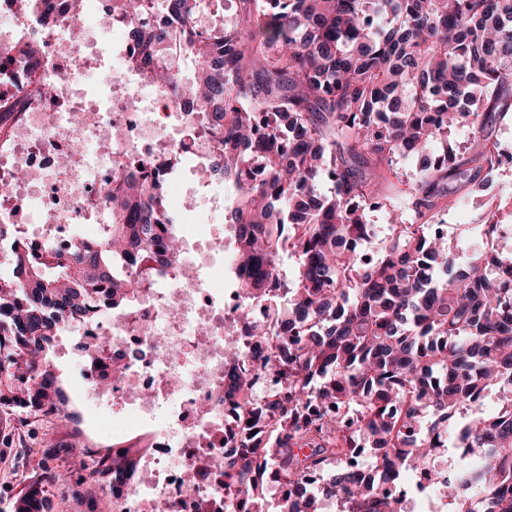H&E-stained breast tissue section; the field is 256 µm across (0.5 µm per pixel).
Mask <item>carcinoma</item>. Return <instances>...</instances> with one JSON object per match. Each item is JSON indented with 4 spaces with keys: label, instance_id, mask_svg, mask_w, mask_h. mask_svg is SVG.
<instances>
[{
    "label": "carcinoma",
    "instance_id": "obj_1",
    "mask_svg": "<svg viewBox=\"0 0 512 512\" xmlns=\"http://www.w3.org/2000/svg\"><path fill=\"white\" fill-rule=\"evenodd\" d=\"M233 2L213 33L200 15L224 13V0L112 5V22L130 27V66L220 143L204 183L236 188L224 203L239 299L224 401L238 445L220 461L224 488L247 512H269L274 468L279 512H321L324 496L340 512H406L393 485L420 473L450 512H512V251L498 241L512 191L487 205L463 264L434 226L452 207L448 182L478 195L499 169L490 127L512 112V0ZM462 124L473 135L460 151L448 135ZM389 178L402 188L388 206L378 185ZM115 180L95 246L44 257L0 226V462L18 448L41 470L10 512H49L48 488L97 481L52 433L31 448L15 425L21 411L63 408L49 359L61 324L93 325L126 301L127 256L180 270L164 183ZM384 206L391 228L379 236L368 212ZM257 300L276 302L278 337ZM252 370L281 386L257 401ZM343 406L357 411L350 424ZM450 421L464 452L451 467L440 461Z\"/></svg>",
    "mask_w": 512,
    "mask_h": 512
}]
</instances>
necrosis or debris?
<instances>
[{"instance_id": "necrosis-or-debris-1", "label": "necrosis or debris", "mask_w": 512, "mask_h": 512, "mask_svg": "<svg viewBox=\"0 0 512 512\" xmlns=\"http://www.w3.org/2000/svg\"><path fill=\"white\" fill-rule=\"evenodd\" d=\"M111 6L112 0H82L85 20L74 27L68 0H33L25 13L14 0H0V14L10 19L0 27V75L21 88L0 118V180L15 181L12 194L0 198V225L19 226L42 252L77 246L75 226L101 217L119 165L167 183L175 157L202 164L218 146L214 139L191 137V117L172 98L157 111L150 92L124 65L127 34L112 41L116 65L91 79V31L110 27ZM46 8L56 15L54 33L42 37L39 57L23 59L18 45ZM59 39L68 51L56 50ZM33 72L52 85L50 97L27 92ZM86 112L97 113L96 123H82ZM183 263L195 274L193 286H183L178 271L148 274L137 258H127L126 305L107 321L78 330L92 350L90 395L156 425L148 447L113 449L112 477L99 485L112 512H155L161 501L174 512H197L203 500L224 496L221 472L201 463L224 454L229 421L216 391L224 384V340L238 300L232 291L210 288L214 269L198 248H184ZM100 335L112 337V344L96 345ZM116 358L128 365L125 377L99 387Z\"/></svg>"}]
</instances>
